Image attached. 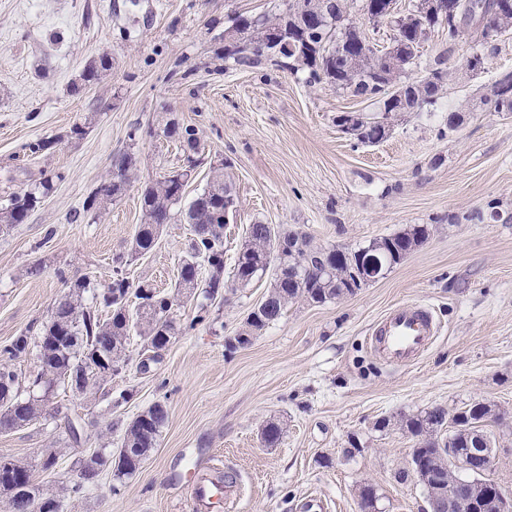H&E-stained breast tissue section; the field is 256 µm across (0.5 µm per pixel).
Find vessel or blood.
<instances>
[{"label": "vessel or blood", "mask_w": 512, "mask_h": 512, "mask_svg": "<svg viewBox=\"0 0 512 512\" xmlns=\"http://www.w3.org/2000/svg\"><path fill=\"white\" fill-rule=\"evenodd\" d=\"M439 324L422 303L400 302L377 321L370 347L384 362L396 366L417 363L437 338ZM191 512H211L219 498L213 487L193 483L188 489Z\"/></svg>", "instance_id": "vessel-or-blood-1"}]
</instances>
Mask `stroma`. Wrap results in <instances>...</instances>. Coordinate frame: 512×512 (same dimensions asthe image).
Masks as SVG:
<instances>
[{"label":"stroma","instance_id":"obj_1","mask_svg":"<svg viewBox=\"0 0 512 512\" xmlns=\"http://www.w3.org/2000/svg\"><path fill=\"white\" fill-rule=\"evenodd\" d=\"M287 0H0V202L41 175L52 192L26 223L0 234V347L38 337L55 302L83 276L112 281L141 222L137 185L102 218L85 200L112 176L116 156L133 152L143 182L182 165L178 143L162 134L130 141L136 126L174 118L197 127L203 164L172 209L153 249L128 259L131 283L173 289L191 236L185 204L206 185L210 164H226L236 214L224 228V269L232 271L246 230L272 224L305 234L318 248L356 249L407 225L426 224L428 240L352 295L323 305L290 303L246 347L226 342L265 298L264 275L209 301V319L185 325L196 299L172 316L181 330L150 372L143 342L130 334L127 363L109 379L111 395L57 388L42 418L0 432V457L32 468L37 487L55 492L63 512H188L184 485L210 469L233 471L242 490L235 512H361L358 487L373 485L379 512H427L426 491L409 476L414 439L384 417L433 407L456 411L483 401L501 418L490 431L489 473L512 494V112H487L481 98L512 74V31L475 47L449 46L442 29L420 48L418 75L443 65L448 84L422 112L396 113L380 143L343 134L337 115L373 114L376 104L306 73L218 60L221 36L237 13H277ZM106 52L112 71L79 94L69 86L86 62ZM480 53V69L464 63ZM463 122L449 130L448 117ZM84 123L83 137L70 135ZM51 148L31 155V143ZM42 265L40 275L30 269ZM427 304L442 325L417 364H384L368 345L371 328L393 305ZM169 412L158 445L112 491L110 473L80 495L77 460L120 448L127 425L154 403ZM79 415L80 439L67 415ZM281 424L277 447L259 439ZM56 470L42 471L45 452Z\"/></svg>","mask_w":512,"mask_h":512}]
</instances>
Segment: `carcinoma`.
I'll return each mask as SVG.
<instances>
[{
    "label": "carcinoma",
    "mask_w": 512,
    "mask_h": 512,
    "mask_svg": "<svg viewBox=\"0 0 512 512\" xmlns=\"http://www.w3.org/2000/svg\"><path fill=\"white\" fill-rule=\"evenodd\" d=\"M492 8L496 5L507 10L512 20V0H456L460 13V36H473L472 16L479 2ZM307 5L308 14L319 15L325 23L322 28L306 35V41L317 47L312 54L297 56L292 52L275 50L269 46L259 49L247 47L225 54L238 63L258 64L269 60L285 67L292 73L304 71L307 81L324 82L355 97L371 99L380 103L383 118L391 119V109L380 98V79L377 72L380 50L368 44L351 50L350 70L345 86L336 84V56L323 48L343 34L346 13L344 0H288V7ZM403 40L412 50L400 59L396 78L409 70L417 58L422 40L416 32L406 31ZM112 70V59L106 54L91 59L80 75V83L72 91L95 83ZM437 82L418 91L423 99V108L435 104L445 87L447 72L437 67L431 71ZM512 99V75H505L495 81L490 93L483 99L490 112H499L505 100ZM163 136L173 138L180 144L184 154V166L167 170L156 178L140 185L141 224L136 229L130 245V252L143 255L152 250L160 227L171 219L172 208L183 197L191 172L199 163L200 138L194 126L180 127L168 121L161 128ZM381 138V131L367 123H357L356 141L362 145H373ZM118 174L89 197L84 204L87 212L101 211L104 203L121 197L131 184L136 167L135 156L124 153L114 161ZM53 188V179L45 176L31 188L10 194L8 203L0 206V233H7L18 224L26 222L28 215ZM235 202L231 186L224 180V163L212 167L206 187L196 195L185 213L186 222L191 224L192 237L186 248L175 282V293L159 292L151 297L152 303L130 315L126 306L112 300V293L124 289L148 288L150 284H131L122 270H114L112 282L107 289L99 292L87 279L71 283L64 295L63 306L69 319L62 325L49 320L41 330L38 342L37 360L39 370L31 380V386L41 390L42 395L22 397L19 392L18 374L12 362L28 353L30 342L22 334L0 348V427H22L42 417L45 397L58 386L77 389L83 385L88 389L107 382L108 376L99 370V358L118 359L125 353L130 331L134 330L143 339L146 350L151 352L150 360H157L161 351L169 345L175 335V324L170 312L181 297V288L198 287L204 282V299L212 300L227 287L224 281V206ZM426 224H414L392 235L373 239L365 247L342 255L331 249L311 246L306 236L291 230L275 228L270 224H252L247 229L245 243L240 249L233 267V282L240 287L249 285L270 269L267 251L276 244L284 255V264L275 267V277L265 304L254 309L245 321V328L227 344L228 350L244 347L251 342L266 325L280 318L288 304L303 300L324 304L339 300L351 293L349 281L354 279L361 263V255H375L383 266L391 268L399 264L408 254L422 245L429 237ZM91 295L92 305L83 304L84 296ZM500 419V414L491 406L470 403L448 413L436 407L419 414L400 419L401 428L414 438L432 436L448 426L450 441L443 454L434 455L432 442L412 451L411 464H420L428 476V489L445 492L461 479L452 463L453 456L473 447L472 430L476 425L487 426ZM168 420L166 405L157 402L139 414L126 429L121 448L116 455L97 453L105 469L113 472L115 480L136 473L141 459L156 447L161 429ZM0 495L5 496L8 512H61V500L53 494L36 487L31 479L29 466L13 459L0 457Z\"/></svg>",
    "instance_id": "cac0c4a2"
}]
</instances>
